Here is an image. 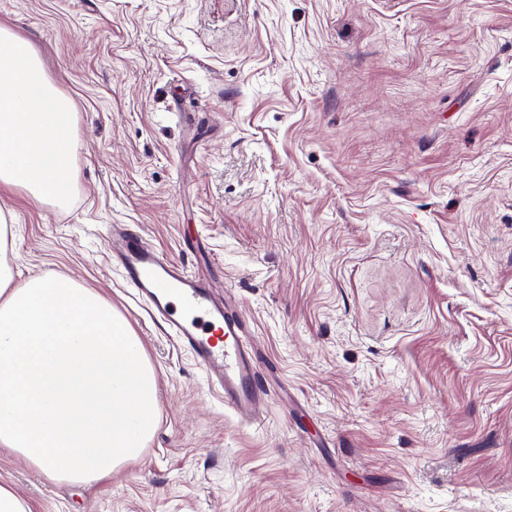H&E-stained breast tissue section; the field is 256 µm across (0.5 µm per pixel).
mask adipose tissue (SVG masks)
Wrapping results in <instances>:
<instances>
[{
    "mask_svg": "<svg viewBox=\"0 0 512 512\" xmlns=\"http://www.w3.org/2000/svg\"><path fill=\"white\" fill-rule=\"evenodd\" d=\"M0 208V450L55 482L93 485L156 428L157 377L128 321L58 275L17 281Z\"/></svg>",
    "mask_w": 512,
    "mask_h": 512,
    "instance_id": "adipose-tissue-1",
    "label": "adipose tissue"
}]
</instances>
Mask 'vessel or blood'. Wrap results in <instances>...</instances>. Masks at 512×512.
<instances>
[{
    "instance_id": "1",
    "label": "vessel or blood",
    "mask_w": 512,
    "mask_h": 512,
    "mask_svg": "<svg viewBox=\"0 0 512 512\" xmlns=\"http://www.w3.org/2000/svg\"><path fill=\"white\" fill-rule=\"evenodd\" d=\"M108 249L126 285L191 353L225 409L242 422L261 423L268 395L246 342V322L217 295L212 280L164 258L127 224L109 228Z\"/></svg>"
}]
</instances>
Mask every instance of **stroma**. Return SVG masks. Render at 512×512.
I'll list each match as a JSON object with an SVG mask.
<instances>
[{
    "label": "stroma",
    "instance_id": "35a3bbf8",
    "mask_svg": "<svg viewBox=\"0 0 512 512\" xmlns=\"http://www.w3.org/2000/svg\"><path fill=\"white\" fill-rule=\"evenodd\" d=\"M78 114L19 279L102 295L158 379L106 483L0 453L31 512H512V0H0ZM111 224L242 314L262 426L122 281Z\"/></svg>",
    "mask_w": 512,
    "mask_h": 512
}]
</instances>
